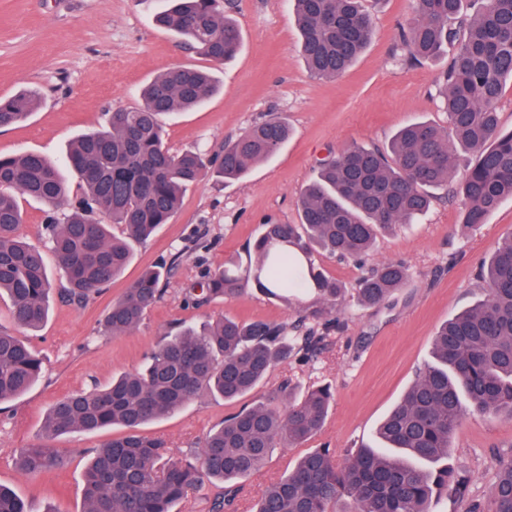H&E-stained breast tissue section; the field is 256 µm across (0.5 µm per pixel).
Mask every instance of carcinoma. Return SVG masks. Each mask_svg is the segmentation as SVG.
Instances as JSON below:
<instances>
[{
  "instance_id": "carcinoma-1",
  "label": "carcinoma",
  "mask_w": 512,
  "mask_h": 512,
  "mask_svg": "<svg viewBox=\"0 0 512 512\" xmlns=\"http://www.w3.org/2000/svg\"><path fill=\"white\" fill-rule=\"evenodd\" d=\"M417 17L400 31L401 48L416 62L452 49L441 74L448 131L428 121L400 128L386 147L352 145L320 163L298 197L299 223L264 224L247 263L231 261L204 274L197 305L236 300L254 287L288 302L285 288L315 296L293 324L228 316L167 336L143 368L102 387L71 393L53 403L45 438L94 433L119 426L124 434L88 458L81 512H176L188 494L206 483L222 484L210 512H238L241 484L271 449L298 447L315 437L331 410L328 384L295 394L288 382L276 393L224 417L207 433L199 452L173 458L164 439L140 432L206 392L236 402L292 355L312 356L325 335L341 328L331 305L346 287L327 275L316 256L352 260L363 269L357 303L377 307L409 279L401 260L365 265L379 235L411 224L429 208L432 189H452L464 203L462 224L476 228L512 200V129L500 122L498 104L512 80V0H476L470 15L463 0H415ZM300 52L319 79L344 73L371 40L373 26L363 0H291ZM161 27L183 37L188 50L211 61L236 56L242 45L223 0H167L156 16ZM216 91L201 68L179 67L151 80L134 109H117L100 128L71 143L65 167L82 193L69 198L62 167L34 152L0 156V301L19 328L37 329L48 318L53 282L47 254L63 272L64 295L78 304L120 276L143 242L170 219L189 184L208 175L239 179L273 157L288 139V123L273 118L252 126L212 157L174 154L161 119L202 106ZM39 105L33 93L0 98V128L23 121ZM470 159L456 176L450 139ZM47 206L44 245L20 235L21 200ZM173 264L146 270L113 302L104 332L125 335L160 298ZM488 288L475 305L444 323L433 340V361L419 369L402 400L381 422L378 446L336 457L332 448H310L258 498L251 512H429L434 496L462 501L467 481L448 463L450 440L471 414L512 419V235L479 264ZM42 361L28 343L0 327V402L39 380ZM491 509L480 501L466 512H512V455L497 461ZM26 476L64 467L47 445L24 449L16 461ZM0 512H30L22 497L0 484Z\"/></svg>"
}]
</instances>
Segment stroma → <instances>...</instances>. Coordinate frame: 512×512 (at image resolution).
I'll return each instance as SVG.
<instances>
[{
  "label": "stroma",
  "instance_id": "obj_1",
  "mask_svg": "<svg viewBox=\"0 0 512 512\" xmlns=\"http://www.w3.org/2000/svg\"><path fill=\"white\" fill-rule=\"evenodd\" d=\"M373 19L369 45L341 76L314 78L299 52V31L288 0H232L231 17L243 38L238 55L216 63L186 50L155 21L156 0H0V98L36 90L40 107L21 125L0 129V155L37 152L61 159L76 135L100 127L107 112L140 104L139 92L158 74L180 66L211 71L220 90L201 108L164 119L172 152L208 155L265 119L285 118L290 135L271 159L246 177L209 176L186 188L180 208L147 242L137 245L125 273L102 294L78 305L53 295L47 323L19 335L43 359L41 380L0 404V483L27 499L34 512H81L84 464L112 429L60 437L55 446L67 465L32 478L15 461L42 440L48 407L70 393L108 384L113 375L139 369L163 336L179 325L230 315L242 322L295 321L307 295L284 303L259 291L234 301L197 307L189 292L205 271L247 256L265 221L295 224L297 198L317 174L321 159L352 144L381 145L401 126L427 120L448 126L440 74L444 60L403 61L397 32L416 16L413 0H366ZM462 202L438 190L417 223L379 236L370 263L405 260L408 284L386 304L365 309L352 295L337 301L344 328L304 363H278L246 402L268 397L284 377L301 386L322 381L335 402L311 447L330 445L337 455L371 444L380 421L401 400L419 368L431 359L432 338L448 319L485 295L476 280L480 261L512 233V201L503 202L474 229L461 225ZM175 259L160 299L139 326L106 335L102 319L113 301L147 266ZM234 407L210 395L174 415L143 426L162 437L174 457L200 448L206 433ZM277 447L245 482L240 512L300 455ZM512 455V420L471 415L450 442L448 461L468 482L470 499L488 501L497 456Z\"/></svg>",
  "mask_w": 512,
  "mask_h": 512
}]
</instances>
